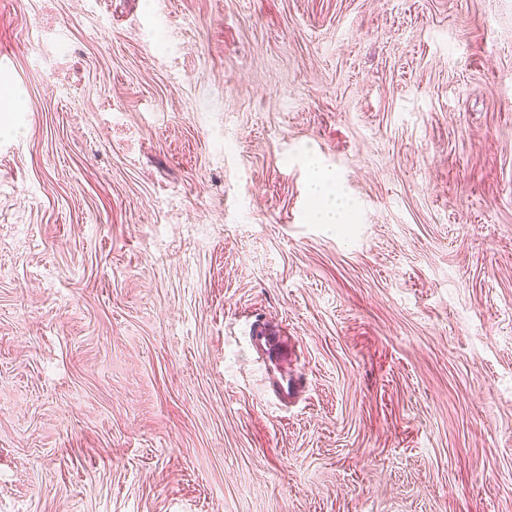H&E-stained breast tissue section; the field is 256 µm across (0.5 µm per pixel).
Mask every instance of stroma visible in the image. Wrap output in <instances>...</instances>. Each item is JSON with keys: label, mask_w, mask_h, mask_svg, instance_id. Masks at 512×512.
<instances>
[{"label": "stroma", "mask_w": 512, "mask_h": 512, "mask_svg": "<svg viewBox=\"0 0 512 512\" xmlns=\"http://www.w3.org/2000/svg\"><path fill=\"white\" fill-rule=\"evenodd\" d=\"M0 512H512V0H0ZM312 168V199L316 208V218L321 224H344L348 217L343 203H337L340 194L333 178L323 172L314 157L309 158ZM276 336L264 323L257 321L250 330V347L252 350L265 351L271 355L276 350ZM266 386L275 400L280 405H286L290 402L294 394L299 390V384L294 381L292 384L288 380L278 379L276 377H267Z\"/></svg>", "instance_id": "stroma-1"}]
</instances>
